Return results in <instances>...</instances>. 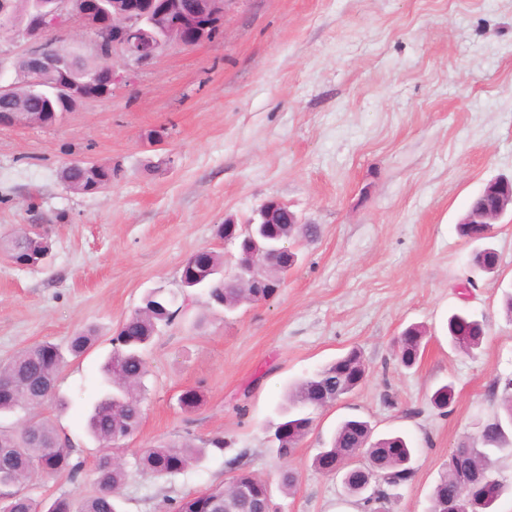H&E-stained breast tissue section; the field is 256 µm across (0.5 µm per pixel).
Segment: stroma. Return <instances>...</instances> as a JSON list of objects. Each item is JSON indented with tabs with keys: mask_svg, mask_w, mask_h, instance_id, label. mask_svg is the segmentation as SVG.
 <instances>
[{
	"mask_svg": "<svg viewBox=\"0 0 512 512\" xmlns=\"http://www.w3.org/2000/svg\"><path fill=\"white\" fill-rule=\"evenodd\" d=\"M73 161L118 175L79 193L60 178ZM499 177H512V0H234L219 34L170 45L111 96L49 125L0 127V243L34 226L51 243L41 266L0 259V362L79 329L97 334L57 376L64 406L38 410L82 474L23 492L43 505L95 494L99 448L84 424L115 330L149 292L180 294L198 250L232 271L238 249L216 226L276 199L319 233L291 241L298 260L274 297L227 312L199 290L161 329L140 424L119 443L122 512H166L241 470L270 486L276 512H360L340 478L312 464L352 417L415 448L386 512H428L449 451L481 446L480 425L500 407L492 388L512 380V211L493 226L495 274L471 275L475 244L455 230ZM460 309L487 327L468 354L445 338ZM412 325L426 338L407 369L396 340ZM354 347L363 384L313 411L310 433L279 456L271 434L285 389ZM448 383L455 397L442 412L430 397ZM188 389L203 395L189 411ZM187 437H220L225 449L172 477L137 472L141 449Z\"/></svg>",
	"mask_w": 512,
	"mask_h": 512,
	"instance_id": "obj_1",
	"label": "stroma"
}]
</instances>
